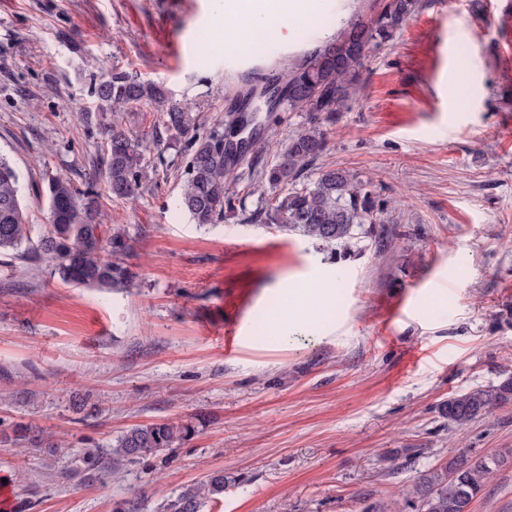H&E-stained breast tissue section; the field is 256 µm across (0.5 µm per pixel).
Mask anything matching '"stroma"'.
<instances>
[{
  "mask_svg": "<svg viewBox=\"0 0 512 512\" xmlns=\"http://www.w3.org/2000/svg\"><path fill=\"white\" fill-rule=\"evenodd\" d=\"M421 3L370 48L348 109L321 125L319 165L359 173L384 203L371 237L331 252L245 218L260 169L307 113H259L266 146L230 185L237 208L200 227L176 206L187 139H156L153 103L101 112L87 90L115 69L153 81L205 134L259 75L381 0H327L312 24L232 55L201 43L212 0H0V153L21 177L33 237L47 222L45 175L86 188L104 125L147 146L132 198L95 186L100 223L130 237L132 287L76 288L45 262L0 254L11 512H162L215 471L230 482L205 512H372L448 457L512 448V405L462 433L440 411L512 376V0ZM308 285L326 299L306 331H289L291 291ZM163 421L197 431L89 479L5 441L22 424L108 449ZM472 510L512 512V466Z\"/></svg>",
  "mask_w": 512,
  "mask_h": 512,
  "instance_id": "35a3bbf8",
  "label": "stroma"
}]
</instances>
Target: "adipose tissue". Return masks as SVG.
Instances as JSON below:
<instances>
[{"instance_id": "ef3b65f1", "label": "adipose tissue", "mask_w": 512, "mask_h": 512, "mask_svg": "<svg viewBox=\"0 0 512 512\" xmlns=\"http://www.w3.org/2000/svg\"><path fill=\"white\" fill-rule=\"evenodd\" d=\"M320 0H293L281 6L279 0H215V17L224 23V48L232 53L246 48L274 23L294 18H313Z\"/></svg>"}]
</instances>
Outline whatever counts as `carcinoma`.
<instances>
[{
  "mask_svg": "<svg viewBox=\"0 0 512 512\" xmlns=\"http://www.w3.org/2000/svg\"><path fill=\"white\" fill-rule=\"evenodd\" d=\"M421 6L420 0H385L379 14L365 19L360 15L345 21L340 31L317 46L288 70L283 84L288 87V109L326 115L335 119L355 93L359 67L371 45L390 40L404 21ZM90 94L98 109L116 112L131 104L152 101L162 107L163 126L174 138L186 137L189 149L178 205L199 225L217 224L224 208L234 206L229 183L236 167L253 165L260 149L258 135H248L241 150L224 145V132L215 128L206 135L197 133L196 117L174 101L167 90L152 81L125 72L113 71L91 83ZM253 89L236 96L224 120L246 107L254 112L272 107L256 103ZM326 146L324 132L311 125L288 138L280 149V161L261 172V182L274 192L271 203L252 214L251 221L276 224L285 232H295L324 247L347 245L370 233L366 224L381 223L383 209L368 183L355 172L321 167L315 179L304 181L308 166L315 163ZM143 159L140 143L116 126L106 132L97 173L109 195L128 199L138 187ZM48 191V224L36 246V259L51 266L57 279L83 288L113 290L128 288L134 275L123 262L129 250L125 229L107 230L98 222L92 199L94 191L78 190L70 180L57 175L45 178ZM32 225L26 223L21 204L19 177L10 161L0 154V253L19 251L31 243ZM512 403V377L497 385L451 397L441 406L448 423L464 431L476 419ZM196 433L190 424L155 422L136 426L120 436L111 454L131 461L173 448ZM37 448L54 449L59 459L68 461L75 473H93L106 468L102 448H71L61 452V444L51 438L34 436ZM512 465V448L494 455L454 456L439 469L423 475L412 488L404 508L419 512H471V504L486 487L497 469ZM229 478L215 471L169 504V512H202L205 500L224 492Z\"/></svg>",
  "mask_w": 512,
  "mask_h": 512,
  "instance_id": "cac0c4a2",
  "label": "carcinoma"
}]
</instances>
